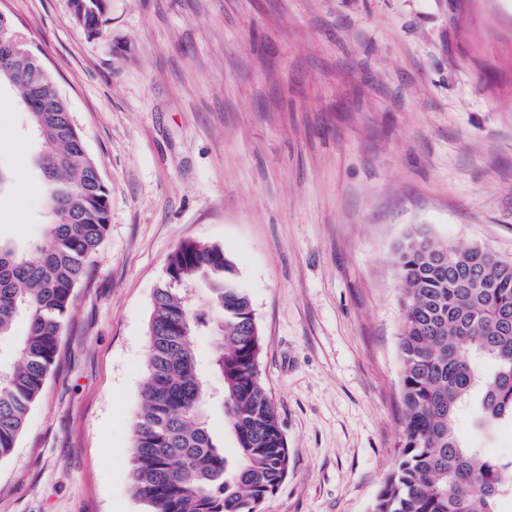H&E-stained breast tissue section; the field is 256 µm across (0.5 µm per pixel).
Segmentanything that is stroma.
Segmentation results:
<instances>
[{
    "label": "stroma",
    "instance_id": "35a3bbf8",
    "mask_svg": "<svg viewBox=\"0 0 512 512\" xmlns=\"http://www.w3.org/2000/svg\"><path fill=\"white\" fill-rule=\"evenodd\" d=\"M67 95L109 194L59 363L0 460V512H146L130 447L156 289L182 242L236 262L291 469L261 512H370L404 445L397 246L512 261V0H0ZM0 89V239L48 220ZM465 446L512 458V422ZM107 2V0H69V9L77 25L89 36H97L107 22Z\"/></svg>",
    "mask_w": 512,
    "mask_h": 512
}]
</instances>
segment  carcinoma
<instances>
[{
  "mask_svg": "<svg viewBox=\"0 0 512 512\" xmlns=\"http://www.w3.org/2000/svg\"><path fill=\"white\" fill-rule=\"evenodd\" d=\"M69 9L91 36L107 22V0H69ZM9 36L21 53L0 82L16 89L41 144L37 163L50 182L52 221L34 247L0 241V339H14L9 354H0V459L12 452L56 367L74 290L88 279L109 226L108 188L67 98L35 70L30 55L39 51L16 30ZM397 266L405 445L371 512H497L500 495L491 490L512 494V459L464 447L454 424L478 385V421H512V262L417 230L399 244ZM167 270L154 295L143 404L133 423V494L147 512H260L288 476L290 456L259 372L250 297L220 244L184 242ZM19 319L26 329L16 336ZM203 327L217 339L210 360L217 394L192 346ZM476 356L492 362L491 375H476ZM213 406L236 441L231 458L211 430Z\"/></svg>",
  "mask_w": 512,
  "mask_h": 512,
  "instance_id": "obj_1",
  "label": "carcinoma"
}]
</instances>
